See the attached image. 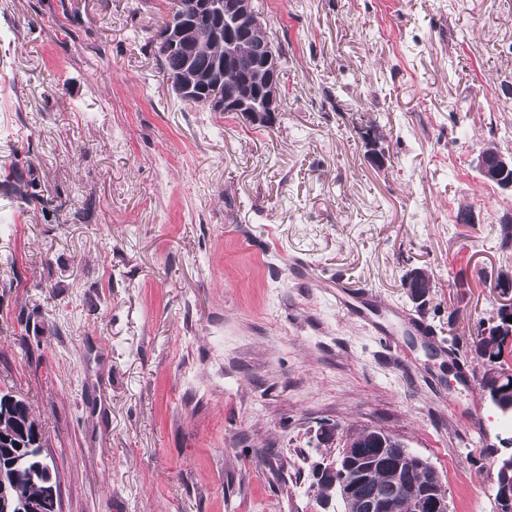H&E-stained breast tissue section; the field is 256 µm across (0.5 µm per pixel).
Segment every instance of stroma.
Returning <instances> with one entry per match:
<instances>
[{"mask_svg":"<svg viewBox=\"0 0 512 512\" xmlns=\"http://www.w3.org/2000/svg\"><path fill=\"white\" fill-rule=\"evenodd\" d=\"M251 5L288 48L266 127L176 97L169 0H0V167L49 200L0 185V391L61 512H342L326 426L387 430L455 512H498L512 420L474 349L512 303V193L472 161L512 151V0ZM431 277L430 274L423 270L418 269L408 275L402 287L406 292L415 300V302L425 301L430 292ZM499 471H501V473L503 471H510V473H509L510 481L508 483L509 490L508 489L506 490L507 494H509V491H510V494L508 496H505L503 491H501L502 485L497 480V475H498ZM511 471H512V455H510V457H507V458H502V459L493 461L491 464V467L488 471V474H487V477H488L489 481L493 484L495 490H499L500 497H505L504 504L501 502L498 503V492H495V499L497 502L498 512H512V472ZM510 501H511V504H510Z\"/></svg>","mask_w":512,"mask_h":512,"instance_id":"1","label":"stroma"}]
</instances>
